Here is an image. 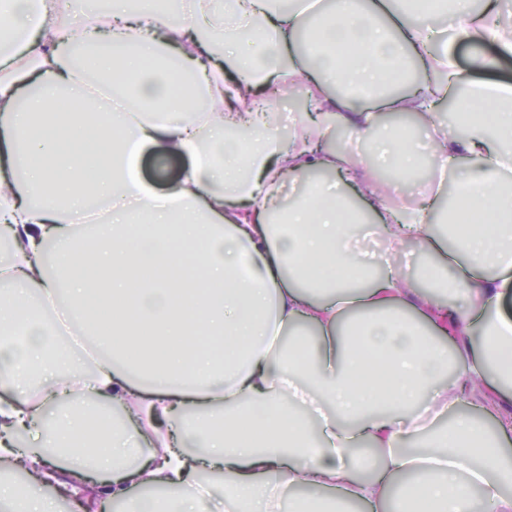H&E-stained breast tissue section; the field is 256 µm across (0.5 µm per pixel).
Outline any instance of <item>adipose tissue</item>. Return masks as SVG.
I'll use <instances>...</instances> for the list:
<instances>
[{
	"mask_svg": "<svg viewBox=\"0 0 512 512\" xmlns=\"http://www.w3.org/2000/svg\"><path fill=\"white\" fill-rule=\"evenodd\" d=\"M415 2L107 0L77 23L63 0H0V334L25 335L0 347V512H60L66 476L122 512H280L295 485L312 492L295 512H473L476 486L512 512V83L483 79L512 58V27L494 0ZM302 82L310 108L281 136L267 91ZM450 92L454 138L436 133ZM336 128L382 168L411 177L426 154L454 173L447 232L441 194L395 205L326 146ZM159 146L189 161L164 193L139 170ZM287 184L301 193L279 230ZM368 226L431 263L372 264L355 246ZM60 313L92 370L52 335ZM304 327L300 363L276 343ZM462 400L495 432L460 415L429 435ZM458 413L476 417L477 419L484 422L486 428L489 430H493L494 428V421L491 414L485 412L482 409L461 403L458 407L448 409L446 416L443 415L437 418L436 421L430 426L429 429L431 432L429 434H438L442 437L446 433L448 434V424L456 417Z\"/></svg>",
	"mask_w": 512,
	"mask_h": 512,
	"instance_id": "ef3b65f1",
	"label": "adipose tissue"
}]
</instances>
